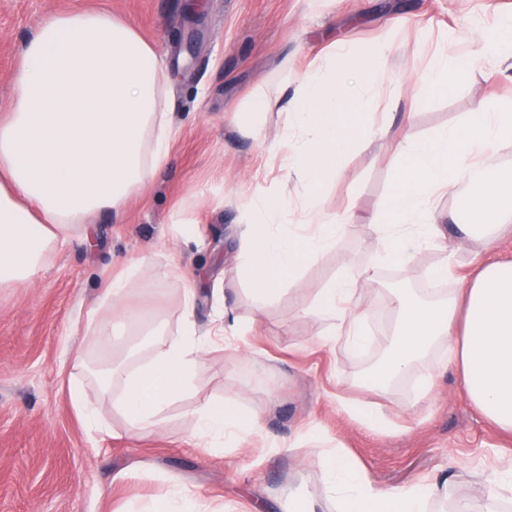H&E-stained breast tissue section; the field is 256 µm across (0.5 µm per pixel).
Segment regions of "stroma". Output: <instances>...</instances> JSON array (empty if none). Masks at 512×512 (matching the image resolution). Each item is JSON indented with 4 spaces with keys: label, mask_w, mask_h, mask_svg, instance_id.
I'll use <instances>...</instances> for the list:
<instances>
[{
    "label": "stroma",
    "mask_w": 512,
    "mask_h": 512,
    "mask_svg": "<svg viewBox=\"0 0 512 512\" xmlns=\"http://www.w3.org/2000/svg\"><path fill=\"white\" fill-rule=\"evenodd\" d=\"M85 9L126 20L163 57L178 134L167 165L119 218L92 217L87 239L54 255L39 277L0 288V512H137L172 479L213 512H288L289 497L298 495L320 499L323 512H338L311 448L288 445L307 429L343 448L376 485L408 488L452 468L458 478L449 498L482 504L486 468L512 462V433L474 407L457 370L444 365L442 347L388 388H367L391 329L378 328L370 349L357 355L343 342H322L321 323L295 316L292 293L282 292L255 316L230 251L242 220L236 200L260 194L279 201L280 172L269 149L287 151L304 138L276 111L264 113L256 137L241 134L253 94L274 96L285 77L300 81L332 44L371 55L389 43L394 52L381 60V88L400 87L401 112L414 115L413 137L433 138L480 105L512 112L506 64L469 59L483 39L496 36L500 20L512 18V0H0V110L9 104L23 41L47 13ZM436 50L467 66L431 86L423 75ZM362 120L376 141L354 149L345 162L347 178L325 185L320 197L327 212L348 215L344 241L304 269L298 293L314 297L346 272L355 277L358 304L374 311L396 292L424 296L423 273L442 263L470 273L512 261V237L490 252L479 241L452 239L444 247H422L409 266L382 265L372 281L357 278L378 249L372 224L398 185L383 135L398 126V114L371 108ZM171 259L197 290L200 332L213 328L223 297L254 328L210 350L201 360L199 391L166 409L158 433L134 438L111 398L97 389L94 373L112 351L86 317L97 308L108 274L137 261L128 303L149 305L176 330L180 286L158 277ZM80 350L89 356V370L73 367ZM411 376L431 379L425 396L407 387ZM73 381L84 386L104 431L78 418L68 394ZM225 397L259 417L260 429L236 447L195 446L189 412ZM346 402L355 414L343 410ZM368 410L382 413L380 424L362 422Z\"/></svg>",
    "instance_id": "stroma-1"
}]
</instances>
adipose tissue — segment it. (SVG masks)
<instances>
[{"label": "adipose tissue", "instance_id": "ef3b65f1", "mask_svg": "<svg viewBox=\"0 0 512 512\" xmlns=\"http://www.w3.org/2000/svg\"><path fill=\"white\" fill-rule=\"evenodd\" d=\"M325 63L308 73L284 106L291 126L308 134L281 165L287 214L261 200L243 207L238 260L259 314L296 283L303 265L344 241L345 219L327 213L315 192L342 174L345 157L368 138L356 120L362 102L351 91L373 88L380 67L376 58H359L338 72L332 54ZM176 133L165 62L132 25L97 10L49 13L21 48L9 105L0 112V288L32 282L53 254L80 238L90 216L120 215L163 167ZM503 144L512 145V113L482 107L431 140L401 141L394 150L400 189L382 205L383 219L375 224L380 247L358 277L371 279L381 263L411 265L425 243L443 238L431 204L449 192L460 202L461 238L495 248L512 231V170L495 158ZM139 270L134 261L107 280L100 305L111 308L113 318L99 323L98 331L106 341L127 328L140 337L106 366L102 385L113 389V407L129 427L148 434L163 425L170 404L198 390L200 359L215 340L244 329L227 307L215 331L200 334L196 290L172 261L162 275L182 284V318L178 331L168 332L159 315L121 301ZM353 280L339 275L314 299H296L294 311L327 322L322 340H343L355 352L368 343L363 326L369 312L356 304ZM389 306L396 331L369 385L386 387L432 346L444 345L475 406L512 430V261L458 277L445 299L400 294ZM257 427L230 399L203 404L195 413L196 438L215 448L239 444ZM315 462L341 512H423L450 483L438 476L407 490L379 487L340 448L318 449ZM485 481L481 509L456 500L449 512H498L512 497V466L491 468ZM140 512L208 508L171 481Z\"/></svg>", "mask_w": 512, "mask_h": 512}]
</instances>
